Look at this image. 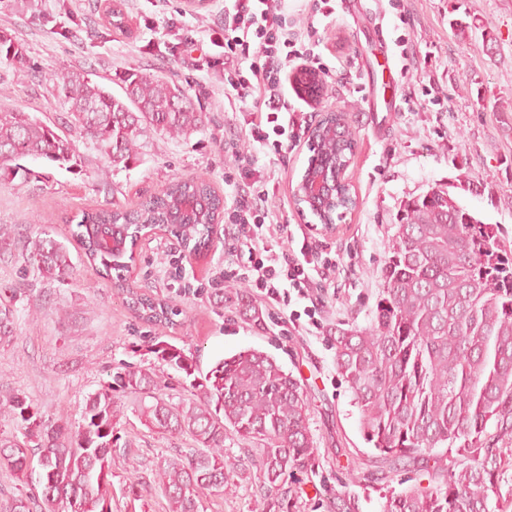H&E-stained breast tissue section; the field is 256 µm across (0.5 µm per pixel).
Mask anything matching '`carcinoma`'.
Masks as SVG:
<instances>
[{
	"mask_svg": "<svg viewBox=\"0 0 512 512\" xmlns=\"http://www.w3.org/2000/svg\"><path fill=\"white\" fill-rule=\"evenodd\" d=\"M0 57L25 64V46L0 31ZM313 71L298 85L316 98ZM120 93L84 74L62 77L56 96L67 106L65 127L92 140L109 164L139 161L138 137L148 129L185 137L205 123L182 85L137 70L115 79ZM311 169L343 164L355 137L333 119L311 130ZM42 158L73 170L76 145L41 118L0 107V185L26 173L18 160ZM224 199L200 175L174 177L138 208L81 212L74 237L125 294L139 320L174 325L177 306L129 288L125 272L140 237L161 225L197 257L206 256ZM25 256L48 279L70 274L67 247L41 233L25 241ZM383 281L371 324L338 328L330 336L336 374L359 410L360 431L384 480L413 463L428 484L388 488L383 512H512V253L497 243V228L480 223L448 190L435 186L408 199L386 249ZM244 315L262 323L246 292ZM13 310L0 305V342L14 336ZM158 367L126 366L90 395L76 426L41 420L25 395L0 399V419L25 430L26 441L0 437V469L28 475L39 467L40 492L0 503V512H112V461L121 454L114 428L115 393L153 399L142 408L154 427L188 435L200 452L164 460L159 476L169 512H200L202 495H224L232 468L224 439L254 450L268 494L288 470L310 471L315 448L309 428L311 398L300 380L270 354L247 350L222 358L204 375L194 353L159 336L143 340ZM192 398L172 402L169 370ZM331 512H359L358 498L336 493Z\"/></svg>",
	"mask_w": 512,
	"mask_h": 512,
	"instance_id": "1",
	"label": "carcinoma"
}]
</instances>
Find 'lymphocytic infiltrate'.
Listing matches in <instances>:
<instances>
[{
    "mask_svg": "<svg viewBox=\"0 0 512 512\" xmlns=\"http://www.w3.org/2000/svg\"><path fill=\"white\" fill-rule=\"evenodd\" d=\"M214 42L224 50V93L246 109L253 142L273 155L285 153L298 122L297 109L288 98L290 73L312 67L326 71L321 54L301 35L289 32L281 0H224V26ZM224 179L244 185L227 221L245 233L248 257L223 270V279L247 283L282 310L292 300L302 301L305 315L314 316L316 310L308 304L310 288L335 275L338 260L317 254L308 240L292 235L288 249H276L261 234L271 218L266 206L270 188L268 181L252 178L248 158L235 157Z\"/></svg>",
    "mask_w": 512,
    "mask_h": 512,
    "instance_id": "obj_1",
    "label": "lymphocytic infiltrate"
}]
</instances>
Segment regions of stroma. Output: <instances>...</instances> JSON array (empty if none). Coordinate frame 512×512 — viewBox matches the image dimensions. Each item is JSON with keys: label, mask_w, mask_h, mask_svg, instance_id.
I'll list each match as a JSON object with an SVG mask.
<instances>
[{"label": "stroma", "mask_w": 512, "mask_h": 512, "mask_svg": "<svg viewBox=\"0 0 512 512\" xmlns=\"http://www.w3.org/2000/svg\"><path fill=\"white\" fill-rule=\"evenodd\" d=\"M104 4L0 0V31L23 43L27 53L23 65L0 59V105L56 123L64 109L50 79L82 72L105 85L137 69L177 80L205 113V124L184 138L148 131L140 138L139 161L127 167L108 166L93 142L76 133L81 170L26 158V177L0 185V225L14 229L13 245L0 249V303L10 305L15 320L14 338L0 344V391L25 394L44 419L74 425L87 396L111 373L152 366L142 339L154 327L138 320L98 266L84 258L72 236L73 218L114 204L135 208L175 175L207 177L225 204H232L236 189L224 182L231 164L224 146L233 144L274 183L267 207L275 220L286 217L303 228L315 250L340 259L335 279L311 290L317 326L303 317V304H296L301 317L292 323L263 299V325L250 322L240 312L235 281L222 285L223 298L211 295L217 273L247 253L232 224L218 225L203 258H180L177 240L168 235L142 240L127 281L178 304L177 324L164 334L191 350L201 371L219 358L258 349L300 380L312 397L316 463L311 472H288L284 482L294 497L291 512H326L333 493H358L337 449L365 460L372 454L351 393L334 369L327 336L336 327L370 324L387 242L404 201L434 185L447 187L475 218L497 225L501 246L512 250V0H406L401 18L387 0H367V17L341 0L330 20L316 16L312 0H285L289 24L303 33L314 30L321 45L349 59L352 68L325 78L321 99L302 107L299 145L279 157L252 141L244 113L232 111L224 96V51L210 40L224 25L222 0H207L202 9L186 0H123V32L106 27ZM377 24L388 38L406 35L418 78L387 68L375 46ZM354 74L362 86L358 93L350 85ZM371 91L412 99L413 106L376 116L365 103ZM336 108L345 112L357 141L346 172L357 205L339 220L336 233L326 235L315 230L311 213L297 210L291 185L306 164L310 127ZM34 226L68 247L72 270L65 280L39 276L24 259V238ZM116 401V434L130 448L112 465V512H168L156 471L193 442L152 428L141 397L120 393ZM224 457L234 475L223 496H204L207 512H282L276 498H261L259 473L236 437L225 438Z\"/></svg>", "instance_id": "35a3bbf8"}]
</instances>
